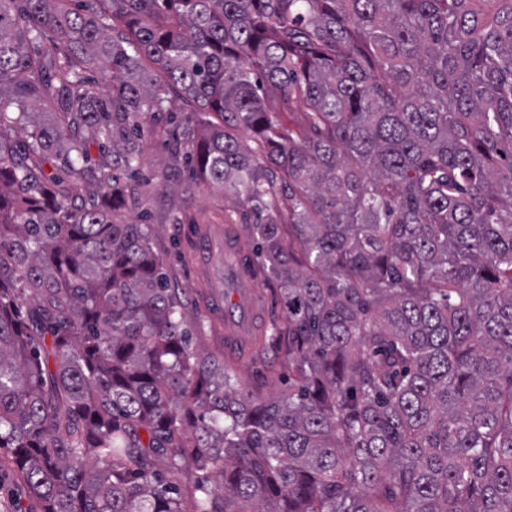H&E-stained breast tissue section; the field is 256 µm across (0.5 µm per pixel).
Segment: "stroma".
<instances>
[{
	"label": "stroma",
	"mask_w": 512,
	"mask_h": 512,
	"mask_svg": "<svg viewBox=\"0 0 512 512\" xmlns=\"http://www.w3.org/2000/svg\"><path fill=\"white\" fill-rule=\"evenodd\" d=\"M173 143L172 127L159 122L156 135L144 147L140 175L129 181L139 196L135 214L144 218L154 249L164 259L170 282L178 288L186 305L185 320L193 336L194 348L217 353L223 351L224 341L204 333L193 304L198 289L207 288L220 294L225 290L224 281L198 273L195 263L179 258L173 244L183 236L184 227L169 223L167 217L172 210L184 208L199 223L220 225L224 222V211L231 203L215 188L196 186L188 165L169 164L168 155ZM280 362V351L268 349L263 361L241 367L239 377L247 390L265 397L275 396L288 387L287 373L274 375L270 372L271 366Z\"/></svg>",
	"instance_id": "obj_1"
}]
</instances>
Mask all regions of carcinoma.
Instances as JSON below:
<instances>
[{
    "label": "carcinoma",
    "instance_id": "1",
    "mask_svg": "<svg viewBox=\"0 0 512 512\" xmlns=\"http://www.w3.org/2000/svg\"><path fill=\"white\" fill-rule=\"evenodd\" d=\"M161 118L278 287L275 397L124 221ZM1 470L38 512H512V0H0ZM265 359L257 363H249L240 368L239 377L247 390L263 397H272L288 388V371H280V375H272L270 366L279 365L281 353L278 349H268Z\"/></svg>",
    "mask_w": 512,
    "mask_h": 512
}]
</instances>
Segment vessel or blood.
Returning <instances> with one entry per match:
<instances>
[{
	"mask_svg": "<svg viewBox=\"0 0 512 512\" xmlns=\"http://www.w3.org/2000/svg\"><path fill=\"white\" fill-rule=\"evenodd\" d=\"M224 236V275L239 285L238 292L232 298V305L224 311V347L225 349H246L247 338L259 322L265 311L262 307L263 294L258 290L251 268L244 261L235 260L237 245L232 236Z\"/></svg>",
	"mask_w": 512,
	"mask_h": 512,
	"instance_id": "b4317fda",
	"label": "vessel or blood"
}]
</instances>
